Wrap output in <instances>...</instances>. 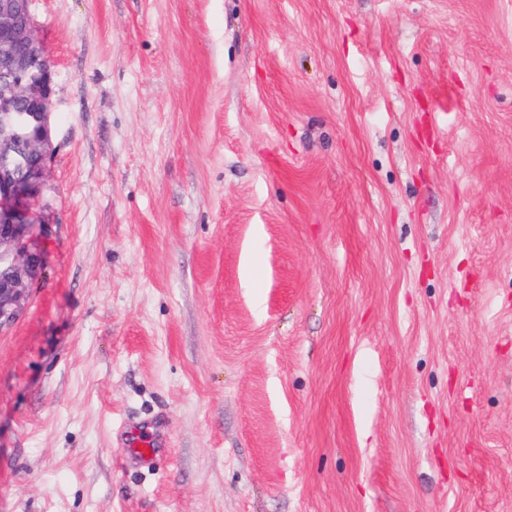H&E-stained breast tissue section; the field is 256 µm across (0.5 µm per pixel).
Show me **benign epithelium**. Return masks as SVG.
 Returning a JSON list of instances; mask_svg holds the SVG:
<instances>
[{"instance_id":"benign-epithelium-1","label":"benign epithelium","mask_w":512,"mask_h":512,"mask_svg":"<svg viewBox=\"0 0 512 512\" xmlns=\"http://www.w3.org/2000/svg\"><path fill=\"white\" fill-rule=\"evenodd\" d=\"M33 0H0V327L40 276L33 206L51 146L52 69L41 64Z\"/></svg>"}]
</instances>
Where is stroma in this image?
<instances>
[{"label":"stroma","mask_w":512,"mask_h":512,"mask_svg":"<svg viewBox=\"0 0 512 512\" xmlns=\"http://www.w3.org/2000/svg\"><path fill=\"white\" fill-rule=\"evenodd\" d=\"M32 14L0 512H512V0Z\"/></svg>","instance_id":"35a3bbf8"}]
</instances>
